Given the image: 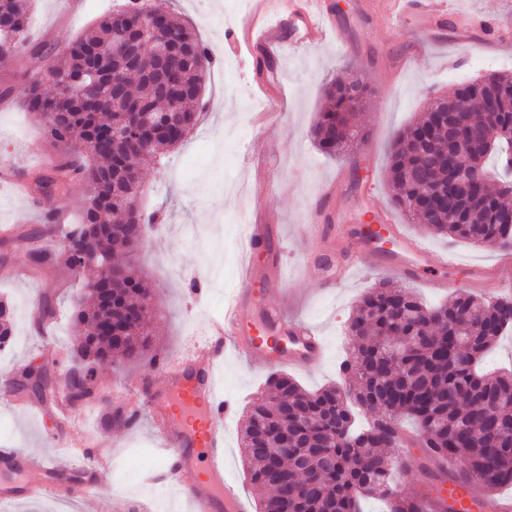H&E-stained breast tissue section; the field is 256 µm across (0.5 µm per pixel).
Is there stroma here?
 <instances>
[{
  "label": "stroma",
  "instance_id": "35a3bbf8",
  "mask_svg": "<svg viewBox=\"0 0 512 512\" xmlns=\"http://www.w3.org/2000/svg\"><path fill=\"white\" fill-rule=\"evenodd\" d=\"M123 2L80 0L78 11L71 14L62 0H30V45L12 63L0 65V85L13 89L10 102L0 103V161L31 173L45 169L49 151L39 117L22 104V76L40 72L46 53L63 55L103 12L119 10ZM225 2H166L175 18L193 28L208 49L211 64L197 126L165 158L142 169L141 206L156 213L158 220L156 229L145 231L129 260L155 288L157 357L174 361L203 340L209 321L222 313L224 293L215 287L214 278L237 281L247 248V224L275 225L284 278L266 298L315 328L325 341V354L310 371L285 369L274 362L263 366L231 351L226 354L220 391L233 407L224 424L226 475L254 510L259 500L243 468L240 435L266 377L284 372L309 391L336 382L338 364L346 355V321L360 297L379 282L412 287L430 306L452 295L448 289L408 285L401 276L375 268L373 247L362 241L354 245L360 259L353 277L332 287L319 279L314 268L317 256L306 251L304 241L319 195L337 176L348 180V194L334 209L344 225L365 223L373 210H388L395 223L433 256L455 255L458 264L449 278L466 283L470 266L481 265L493 268L497 287L512 289V262H504L502 250L426 234L394 207L387 180V159L398 132L414 123L428 102L458 84L512 70V32L503 35L496 48L457 37L459 22L512 17V0H446L444 34L451 45L427 46L412 67L396 76L389 70L390 61L400 58L421 36L414 17L362 12L357 8L359 0H330L341 31H326L319 43L286 51L260 67L245 49L227 44L226 34L243 18H225ZM344 38L350 40L351 52L342 50ZM344 63L361 73L370 88L357 113L356 128L372 149L332 157L314 146L310 130L326 78ZM367 180L374 186L369 198L361 192ZM86 201V189L78 182L64 192H35L27 198L0 184V226L41 232L33 244L0 247V269L29 267V250L34 246L49 250L54 258L49 272L16 281L0 279V300L12 305L16 327L11 348L0 351V446L15 444L38 454L53 450L64 463L71 445L95 446L108 467L96 497L81 503L78 512H156L152 492L160 486L167 490L173 512H189L180 487L191 482V475L160 486L146 478L158 458L147 419L129 427L110 423L116 408L127 407L131 383L153 375L154 363L98 364L96 395L76 403L73 425H60L48 412L25 414L19 408L30 400L15 388L25 366L49 371L59 389L76 365L77 331L71 313L83 294L82 284L68 273L61 242L44 232L43 217L57 211L77 220ZM37 295L57 302L50 348L42 347L31 316Z\"/></svg>",
  "mask_w": 512,
  "mask_h": 512
}]
</instances>
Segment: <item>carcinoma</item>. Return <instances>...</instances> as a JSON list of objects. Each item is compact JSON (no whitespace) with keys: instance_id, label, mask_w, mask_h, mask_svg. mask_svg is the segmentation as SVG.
<instances>
[{"instance_id":"obj_1","label":"carcinoma","mask_w":512,"mask_h":512,"mask_svg":"<svg viewBox=\"0 0 512 512\" xmlns=\"http://www.w3.org/2000/svg\"><path fill=\"white\" fill-rule=\"evenodd\" d=\"M27 2L5 0L13 35L0 40V59L15 56L25 43ZM166 14L154 0H133L87 29L65 59L53 58L43 72L24 77V106L41 117L43 138L56 152L38 178L40 187L61 192L79 181L88 193L79 220L63 225V240L82 238L105 213L113 217L96 247L124 271L112 311L101 307L96 293L107 268L67 252L69 270L85 279L91 296L90 305L75 313L80 334L101 316L120 322L126 310L153 301L145 277L116 255L135 251L142 240L146 214L137 207L139 166L163 157L193 129L195 102L210 64L197 36ZM158 39L167 40L168 86L178 94V111L171 113L170 129L158 133L150 146L129 141L116 152L109 130L134 120L119 97L136 101L141 112H162L158 105L165 97L153 53ZM323 94L311 136L328 155L348 153L358 145L359 132L351 126L340 80L327 82ZM479 98L486 101L485 120L468 128V135L484 150L474 155L458 147L423 166L430 152L426 127L435 125L438 137L445 138L448 123L467 120ZM444 99L446 114L436 112L433 101L397 138L388 167L393 202L407 216L423 219L421 228L428 234L479 245L498 239L501 249L511 250L512 72L460 84ZM152 319L135 325L139 335L120 353L126 362L146 355ZM507 330H512V298L491 301L460 293L428 307L408 289L383 284L369 289L347 320L340 382L307 392L290 377L273 374L266 381L268 397L250 408L242 448L250 483L261 495L259 512H362L363 501L372 496L385 499L388 512H430V493L446 482L473 497L480 490L512 486V371L478 369ZM12 334L10 310L1 303L0 344L9 343ZM115 350L104 338L90 337L79 347L84 366L67 377L77 388L70 399L93 398L94 365ZM29 371L23 369L20 388L31 386L46 402L54 383L44 371L35 378ZM359 406L410 418L415 438L408 441L401 427L389 430L377 420L359 424ZM406 441L420 455H396ZM456 459L465 467L455 466ZM411 465L420 471L424 490L403 494L397 481Z\"/></svg>"}]
</instances>
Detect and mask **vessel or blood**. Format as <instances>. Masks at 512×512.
<instances>
[{
  "instance_id": "vessel-or-blood-1",
  "label": "vessel or blood",
  "mask_w": 512,
  "mask_h": 512,
  "mask_svg": "<svg viewBox=\"0 0 512 512\" xmlns=\"http://www.w3.org/2000/svg\"><path fill=\"white\" fill-rule=\"evenodd\" d=\"M257 4L254 15L230 32L228 40L245 41L270 58L283 53L285 28L303 27L306 38L314 39L339 26L327 0H257ZM374 218L393 240L391 249L377 254V265L406 280H421L425 268L436 261L430 252L395 224L387 211L376 212ZM436 262L445 269L455 265L449 256ZM253 280L252 265H245L239 287L224 295L223 319L208 325L206 344L180 362L159 364L154 380L136 385L141 403L132 412H149L154 435L163 447L158 473L167 479L193 473L185 495L194 512H244L236 489L224 479V417L230 406L218 395V381L226 350L249 359H274L307 368L316 367L323 358V342L316 331L258 298ZM0 468L33 476L18 487L1 489V497L54 499L60 495L62 465L53 456L1 447ZM77 471L82 476L78 492L90 497L101 474L99 456L84 454Z\"/></svg>"
}]
</instances>
